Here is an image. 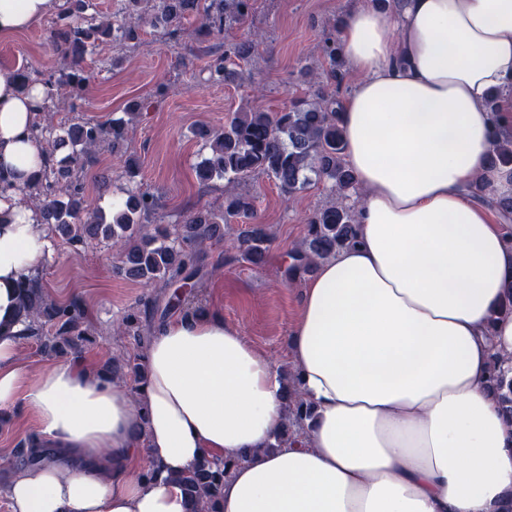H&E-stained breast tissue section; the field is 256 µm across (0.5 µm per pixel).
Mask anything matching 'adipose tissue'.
<instances>
[{"label":"adipose tissue","mask_w":512,"mask_h":512,"mask_svg":"<svg viewBox=\"0 0 512 512\" xmlns=\"http://www.w3.org/2000/svg\"><path fill=\"white\" fill-rule=\"evenodd\" d=\"M61 0H0V40ZM353 83L339 112L355 175L358 232L320 261L290 330L313 417L305 446L275 447L283 381L211 310L176 317L144 353L138 392L68 357L17 362L22 288L53 254L27 186L46 165L32 133L49 86L0 66V411L35 418L40 465L6 485L10 512H186L175 474L201 457L251 454L222 512H505L512 426L491 388L512 355V226L468 190L512 196L491 166L495 123L512 121V0H356L337 28ZM507 104L488 112L489 93ZM111 475H104L103 462Z\"/></svg>","instance_id":"ef3b65f1"}]
</instances>
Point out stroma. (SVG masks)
<instances>
[{
	"label": "stroma",
	"mask_w": 512,
	"mask_h": 512,
	"mask_svg": "<svg viewBox=\"0 0 512 512\" xmlns=\"http://www.w3.org/2000/svg\"><path fill=\"white\" fill-rule=\"evenodd\" d=\"M349 4L350 0H256L254 27L260 45L249 65L253 76L249 84L209 82L205 45L185 36L168 40L146 33L134 47L100 44L87 58L91 81L81 107L73 111L61 106L58 119L108 122L123 117L131 100L149 96L153 103L130 125L123 152L101 149L83 172L90 207L108 208L110 198L126 189L120 173L129 154L139 163L143 188L160 199L157 223H173L192 206L222 204L224 181L205 187L196 177L195 166L208 153L197 130L223 127L241 106L276 112L291 96L306 93L302 70L321 68L317 46L324 29ZM50 26L45 18L11 39L0 40V65L27 66L47 75L62 70L65 62L49 40ZM236 190L253 196L257 216L270 227L273 242L264 265L242 262L228 243L243 226L225 225L223 240L204 250L206 276L198 303L219 310L262 357L277 367H288L292 364L289 330L299 315L303 284L285 282L280 269L288 251L303 240L307 219L331 202L332 195L326 182L316 180L288 204L274 181L264 175L242 181ZM118 264L108 243L79 249L58 244L40 273L52 300L82 302L96 341L81 357L95 368L135 352L134 339L114 334L112 321L139 299L161 293L160 288H146L119 275ZM34 427V418L26 410L0 421V484L14 468L18 445Z\"/></svg>",
	"instance_id": "obj_1"
}]
</instances>
